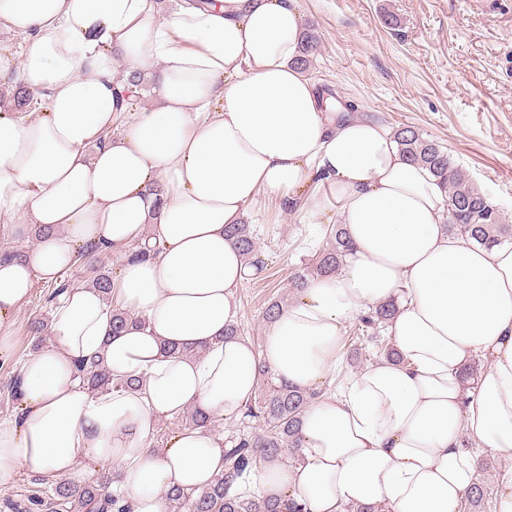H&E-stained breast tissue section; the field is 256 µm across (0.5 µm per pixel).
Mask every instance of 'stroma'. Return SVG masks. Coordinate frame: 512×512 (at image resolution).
I'll return each mask as SVG.
<instances>
[{"label":"stroma","instance_id":"35a3bbf8","mask_svg":"<svg viewBox=\"0 0 512 512\" xmlns=\"http://www.w3.org/2000/svg\"><path fill=\"white\" fill-rule=\"evenodd\" d=\"M320 47L308 70L358 116L389 128L414 127L448 150L512 224V0H297ZM258 239L261 273L239 290L243 335L264 338L263 311L294 300L289 282L326 245L307 211L262 198L245 216ZM50 286L20 310L9 347L0 349V419L17 415L7 385L38 340H50Z\"/></svg>","mask_w":512,"mask_h":512}]
</instances>
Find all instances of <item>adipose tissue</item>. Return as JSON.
I'll return each instance as SVG.
<instances>
[{
	"mask_svg": "<svg viewBox=\"0 0 512 512\" xmlns=\"http://www.w3.org/2000/svg\"><path fill=\"white\" fill-rule=\"evenodd\" d=\"M302 28L297 0H179L164 15L156 0H0V32L24 43L0 51V82L18 75L36 96L0 108V240L30 246L0 253V345L36 284L92 253L122 258L111 295L71 288L52 342L22 361L0 485L17 468L75 477L93 455L122 471L131 512H167L166 490L195 495L223 474L224 437L193 426L156 448L157 420L237 417L264 368L317 389L344 326L391 300L399 361L309 406L298 459L269 458L260 496L282 512H464L479 450L512 458V242L449 232L443 185L386 126L331 111L297 65ZM120 60L157 105L119 120ZM263 195L342 225L352 251L258 349L227 333L257 269L224 230ZM117 306L133 319L118 334ZM90 359L134 389H89L76 365Z\"/></svg>",
	"mask_w": 512,
	"mask_h": 512,
	"instance_id": "ef3b65f1",
	"label": "adipose tissue"
}]
</instances>
